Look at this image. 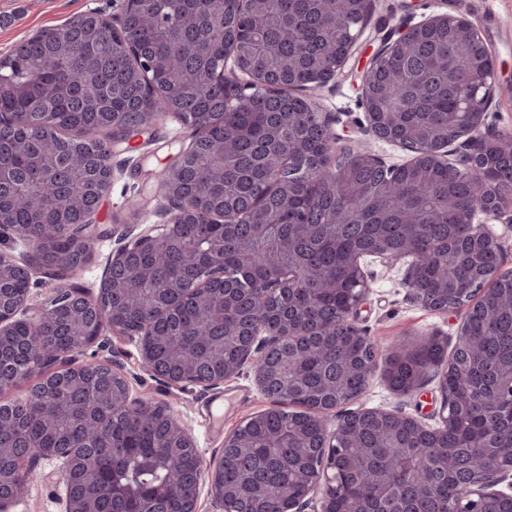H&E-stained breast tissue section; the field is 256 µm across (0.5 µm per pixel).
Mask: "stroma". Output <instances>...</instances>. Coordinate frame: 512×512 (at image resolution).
<instances>
[{"label":"stroma","instance_id":"35a3bbf8","mask_svg":"<svg viewBox=\"0 0 512 512\" xmlns=\"http://www.w3.org/2000/svg\"><path fill=\"white\" fill-rule=\"evenodd\" d=\"M118 12L117 0H0V58L7 56L34 31L61 26L71 18L89 12ZM449 14L474 20L497 61L501 86L489 110L492 132L512 133V0H376L371 20L364 28L357 48L341 76L327 86L312 90L310 96L323 111L335 116L337 155L371 146L386 163H404L409 154L393 144L373 139L364 132L365 104L362 100V71L373 48L392 28L402 22L419 23L432 14ZM194 137L191 128L170 117L132 137L128 145L112 148V187L99 205V240L76 280L90 294H97L108 255L119 233L128 224H160L166 219L162 197H155L140 211L129 201L138 195L147 173L166 164L180 146ZM407 263L386 267L373 262L367 267L370 290L361 307L359 325L380 352H388L397 340L416 343L435 339L445 351H452L465 313L433 311L415 302L407 285ZM83 359L112 360L128 381L134 396L168 405L172 416L188 429L199 451L204 470H211L224 451V440L251 416L271 408L272 401L258 388L250 367H243L217 388L175 387L145 370L135 341L107 335L103 342L87 348ZM437 378H427L415 393L393 392L382 371H375L361 399L368 408L400 409L422 423L437 425L440 396ZM38 476L26 493L8 503L6 512H61L65 495L59 462H41Z\"/></svg>","mask_w":512,"mask_h":512}]
</instances>
